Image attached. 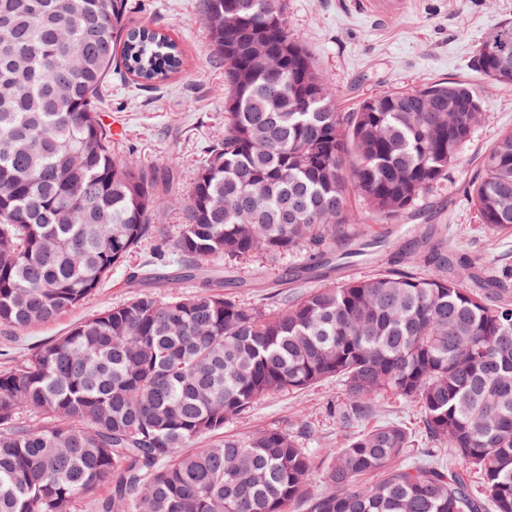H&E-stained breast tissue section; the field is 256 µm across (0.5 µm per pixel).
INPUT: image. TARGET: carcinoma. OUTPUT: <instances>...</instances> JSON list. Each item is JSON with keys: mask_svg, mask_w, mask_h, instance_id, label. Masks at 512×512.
<instances>
[{"mask_svg": "<svg viewBox=\"0 0 512 512\" xmlns=\"http://www.w3.org/2000/svg\"><path fill=\"white\" fill-rule=\"evenodd\" d=\"M129 9L0 0V328L56 320L161 239L144 276L130 277L132 299L0 371V512H71L94 494L96 512H512L507 278L477 256L449 259L448 238L415 240L385 271L281 298L267 313L224 293V280L166 299L147 290L257 252L306 249L316 259L308 270L327 277L335 242L397 220L448 176L483 119L471 83L422 81L338 112L290 34L284 0H203L224 67V137L174 196L178 162L116 158L101 117L118 63L150 85L185 64L168 34L128 26ZM254 36L272 48L262 63L245 51ZM500 68L512 73V21L471 59L480 77L511 87ZM467 193L491 233L512 234V132L484 153ZM352 194L365 211L349 209ZM288 199L301 207L284 224ZM166 203L182 219L171 238L156 224ZM332 379L347 392L343 422L400 397L461 466L397 465L414 436L394 421L329 452L316 494L306 491L315 456L282 430L185 451L261 400ZM27 411L43 424L22 420Z\"/></svg>", "mask_w": 512, "mask_h": 512, "instance_id": "carcinoma-1", "label": "carcinoma"}]
</instances>
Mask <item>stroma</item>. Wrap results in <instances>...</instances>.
I'll use <instances>...</instances> for the list:
<instances>
[{
    "label": "stroma",
    "instance_id": "obj_1",
    "mask_svg": "<svg viewBox=\"0 0 512 512\" xmlns=\"http://www.w3.org/2000/svg\"><path fill=\"white\" fill-rule=\"evenodd\" d=\"M291 35L302 43L331 84L338 111H356L361 101L390 89H407L417 81L470 80L482 103L484 119L475 129L448 178L420 197L411 211L392 223L367 224L368 235L386 247L372 260L339 269V281L377 273L414 237L447 227L460 233L456 250L480 256L487 266L512 269V236L490 233L479 224L465 187L479 169L481 157L504 133L512 132V88L490 85L472 74L470 60L494 26L512 21V0H405L398 10H378L369 0H285ZM128 23L149 24L171 35L185 55L183 70L160 86H143L123 70L112 72L107 123L120 126L112 151L146 165L169 158L180 161L178 190L189 187L204 149L224 133V69L211 53L201 23L202 0H129ZM144 242L114 269L95 295L57 320L32 326L10 338L0 336V369L22 354L47 344L74 323L127 301L126 285L155 248ZM305 251L275 258L258 253L246 260L217 259L211 269L241 280L233 294L241 304L271 310L272 295L304 294L319 279L294 278L307 265ZM346 407L341 381H328L298 394H282L258 402L251 411L225 422L228 436L247 437L266 429L286 431L317 460L344 447L354 434L374 423L417 421L412 405L393 396L381 399L375 413L352 425L340 416Z\"/></svg>",
    "mask_w": 512,
    "mask_h": 512
}]
</instances>
